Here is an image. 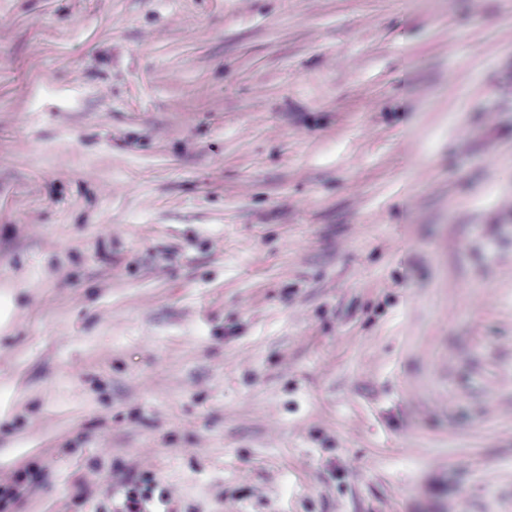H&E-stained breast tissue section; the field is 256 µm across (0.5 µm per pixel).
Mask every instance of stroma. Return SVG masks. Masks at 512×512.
Returning a JSON list of instances; mask_svg holds the SVG:
<instances>
[{
	"instance_id": "obj_1",
	"label": "stroma",
	"mask_w": 512,
	"mask_h": 512,
	"mask_svg": "<svg viewBox=\"0 0 512 512\" xmlns=\"http://www.w3.org/2000/svg\"><path fill=\"white\" fill-rule=\"evenodd\" d=\"M512 512V0H0V512ZM149 481L134 470L125 472L116 491L112 494V486L109 489L104 512H157L152 492L144 487Z\"/></svg>"
}]
</instances>
